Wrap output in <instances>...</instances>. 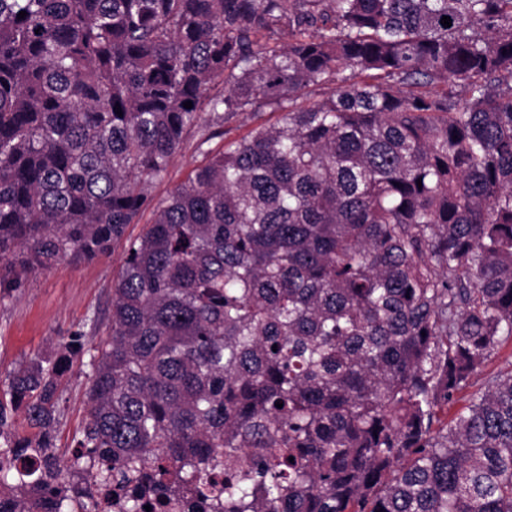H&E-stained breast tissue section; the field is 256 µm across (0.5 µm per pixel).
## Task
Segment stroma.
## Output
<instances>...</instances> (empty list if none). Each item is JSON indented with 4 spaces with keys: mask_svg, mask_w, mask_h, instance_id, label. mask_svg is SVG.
Masks as SVG:
<instances>
[{
    "mask_svg": "<svg viewBox=\"0 0 512 512\" xmlns=\"http://www.w3.org/2000/svg\"><path fill=\"white\" fill-rule=\"evenodd\" d=\"M270 109L246 112L224 126L208 142L188 139L173 159L165 178L156 182L152 193L165 198L200 164L208 151L240 139L262 123L278 121ZM151 212L139 223L128 225L124 241L86 260L64 259L50 271L30 274L17 291L0 299V395L8 389V374L35 354L49 351L60 337L81 333L86 346H93L104 334L112 309V288L123 264L127 240L138 237L150 224ZM88 380L80 367L61 379L63 417L57 430L56 460L62 472H69L73 459L72 437L87 417Z\"/></svg>",
    "mask_w": 512,
    "mask_h": 512,
    "instance_id": "obj_1",
    "label": "stroma"
}]
</instances>
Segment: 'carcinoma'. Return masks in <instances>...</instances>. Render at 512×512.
Masks as SVG:
<instances>
[{"instance_id": "cac0c4a2", "label": "carcinoma", "mask_w": 512, "mask_h": 512, "mask_svg": "<svg viewBox=\"0 0 512 512\" xmlns=\"http://www.w3.org/2000/svg\"><path fill=\"white\" fill-rule=\"evenodd\" d=\"M147 209L106 336L9 373L13 512H512V370L436 425L512 340V0H0V297ZM280 116L279 112H273L269 108H264L256 114L245 112L229 125L212 126L209 130L224 132V134L212 137L202 146H200L201 133L195 134L184 143L175 156L165 178L154 184L152 194L157 200L165 198L187 178L194 167L200 164L207 151L218 149L225 143L240 139L261 123H275ZM79 361L74 363L72 370L61 379V401L63 410L61 424L57 430L56 460L62 473L71 471L74 444L72 436L83 425L87 417L86 391L89 386Z\"/></svg>"}]
</instances>
